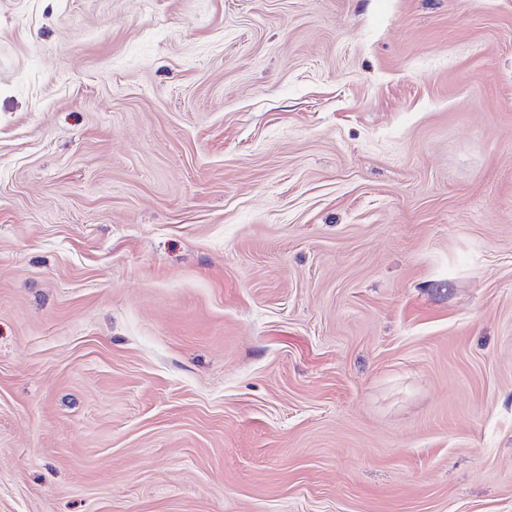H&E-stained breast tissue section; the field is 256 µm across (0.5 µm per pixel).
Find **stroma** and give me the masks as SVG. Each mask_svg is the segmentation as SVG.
I'll return each instance as SVG.
<instances>
[{
  "label": "stroma",
  "instance_id": "1",
  "mask_svg": "<svg viewBox=\"0 0 512 512\" xmlns=\"http://www.w3.org/2000/svg\"><path fill=\"white\" fill-rule=\"evenodd\" d=\"M0 512H512V0H0Z\"/></svg>",
  "mask_w": 512,
  "mask_h": 512
}]
</instances>
